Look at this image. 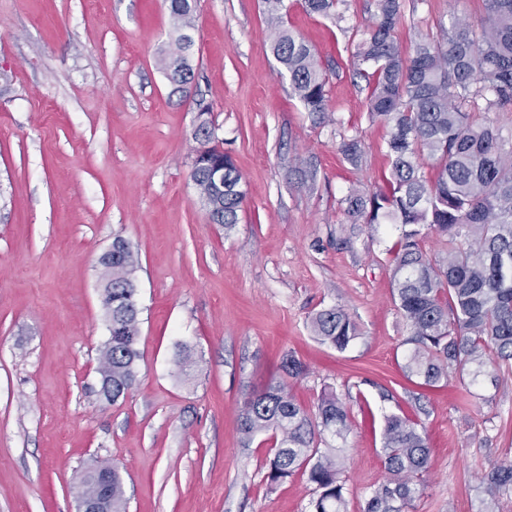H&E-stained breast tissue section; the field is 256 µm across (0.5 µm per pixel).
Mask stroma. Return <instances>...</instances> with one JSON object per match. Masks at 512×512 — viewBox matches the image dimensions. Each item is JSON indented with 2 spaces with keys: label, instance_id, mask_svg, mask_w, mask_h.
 I'll return each mask as SVG.
<instances>
[{
  "label": "stroma",
  "instance_id": "stroma-1",
  "mask_svg": "<svg viewBox=\"0 0 512 512\" xmlns=\"http://www.w3.org/2000/svg\"><path fill=\"white\" fill-rule=\"evenodd\" d=\"M316 48L331 121L314 123L280 77L262 0H197L189 96L159 64L166 0H0V512H76L81 473L118 467L127 512H309L305 476L267 479L272 442L243 445L244 398L293 353L291 392L313 408L345 399L346 512H364L388 474L384 417L425 428L432 468L408 512H484L481 477L512 461V374L469 397L456 373L417 387L402 371L407 326L393 298L395 224L350 223V188L385 187L386 128L351 51L373 0L336 18L284 0ZM482 0H403L402 47ZM242 175L239 222L210 223L190 178L195 98ZM364 144L357 164L338 146ZM138 255L140 358L125 397L106 401L108 336L100 256L115 238ZM339 305L360 336L344 351L309 328ZM195 361L181 375L176 359Z\"/></svg>",
  "mask_w": 512,
  "mask_h": 512
}]
</instances>
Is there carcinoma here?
<instances>
[{"instance_id": "carcinoma-1", "label": "carcinoma", "mask_w": 512, "mask_h": 512, "mask_svg": "<svg viewBox=\"0 0 512 512\" xmlns=\"http://www.w3.org/2000/svg\"><path fill=\"white\" fill-rule=\"evenodd\" d=\"M308 12L335 15L339 0H304ZM485 17L476 30L453 17L439 36L420 35L409 52L397 41L401 0H374L370 24L351 54L357 75L368 80V117L388 128L391 163L386 190L352 188L346 214L352 224H398L392 277L395 304L409 327L404 369L426 387L448 379V370L469 377V385L489 375L498 382L512 370V135L478 122L477 112H512V0H483ZM270 49L288 78L289 94L312 120L327 114V73L317 52L285 21L284 0H264ZM170 44L160 63L173 91L195 78L191 64L196 29L195 0H169ZM204 104L208 136L199 141L190 177L206 193L203 206L214 224L238 223L245 193L242 175L216 141ZM343 158L357 164L363 154L356 136L342 139ZM430 161L433 174L422 172ZM205 162L224 164V187L208 184ZM446 239L447 260L423 249L431 233ZM112 255V360L103 378L112 381V401L132 388L139 358L138 313L130 298L137 292L138 261L119 239ZM317 340L343 351L359 337L354 318L341 306L310 317ZM281 370L292 379L306 373L293 354ZM351 430L346 402L333 389L318 396L315 411L299 404L284 378L273 379L242 405L244 445L261 434L275 439L268 479L277 483L301 471L314 485L312 512H345L338 452L326 436L344 440ZM382 453L389 477L374 490L365 512H407L419 493L420 478L431 468V450L418 420L392 413L384 417ZM487 504L512 494V464L482 478ZM112 512H126L121 475L112 469Z\"/></svg>"}]
</instances>
